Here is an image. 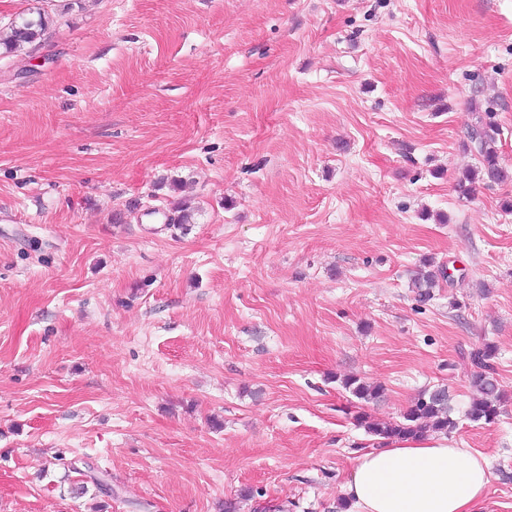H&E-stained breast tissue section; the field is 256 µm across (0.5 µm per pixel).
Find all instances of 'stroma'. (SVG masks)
Here are the masks:
<instances>
[{
    "instance_id": "35a3bbf8",
    "label": "stroma",
    "mask_w": 512,
    "mask_h": 512,
    "mask_svg": "<svg viewBox=\"0 0 512 512\" xmlns=\"http://www.w3.org/2000/svg\"><path fill=\"white\" fill-rule=\"evenodd\" d=\"M47 2L0 56V512H337L357 415L438 386L512 512V179L458 189L480 123L512 172V0ZM49 21L50 15L41 8L21 12L7 28L0 30V55L18 53L41 40ZM445 278V272L442 269H429L420 271L415 278L416 297L418 302L426 303L433 298V288L438 286L439 280ZM495 357V348L486 345L476 350L472 361L478 371L472 377V384L479 392L480 397L474 399L465 410V416L471 421L494 422L500 415L501 404L504 401L497 379L492 359Z\"/></svg>"
}]
</instances>
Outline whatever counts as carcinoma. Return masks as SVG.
Returning a JSON list of instances; mask_svg holds the SVG:
<instances>
[{"mask_svg":"<svg viewBox=\"0 0 512 512\" xmlns=\"http://www.w3.org/2000/svg\"><path fill=\"white\" fill-rule=\"evenodd\" d=\"M50 15L40 8H33L18 15L7 28L0 30V55L14 54L41 40L49 25ZM497 128L487 122L471 128L468 139L471 148L480 158L478 167L470 176L469 181L478 180L485 184H497L508 179V172L500 165L496 149ZM193 211L185 203L178 202L171 207L166 215L170 224H189ZM445 278V272L439 268L421 271L415 278L416 297L418 302L426 303L433 298V288L439 280ZM495 348L486 345L476 350L472 361L477 371L472 377V384L480 397L474 399L465 410V416L471 421L494 422L500 415L504 401L492 359ZM343 386L356 399L370 402L381 397L382 390L371 388L355 378L347 379ZM452 406L448 389L437 387L424 391L415 399L398 419L385 422H366L367 432L387 443L392 440L417 439L428 433H446L456 426L451 417Z\"/></svg>","mask_w":512,"mask_h":512,"instance_id":"1","label":"carcinoma"}]
</instances>
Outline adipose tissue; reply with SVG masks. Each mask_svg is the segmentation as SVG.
<instances>
[{
    "label": "adipose tissue",
    "mask_w": 512,
    "mask_h": 512,
    "mask_svg": "<svg viewBox=\"0 0 512 512\" xmlns=\"http://www.w3.org/2000/svg\"><path fill=\"white\" fill-rule=\"evenodd\" d=\"M491 476L481 453L430 437L359 455L342 492L351 512H482Z\"/></svg>",
    "instance_id": "adipose-tissue-1"
}]
</instances>
